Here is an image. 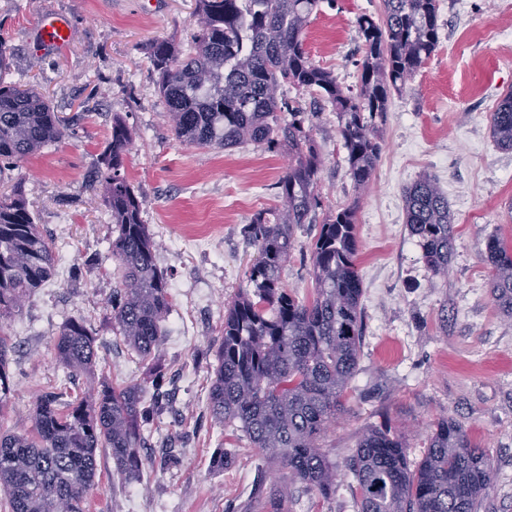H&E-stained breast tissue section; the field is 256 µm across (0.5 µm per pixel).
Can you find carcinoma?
<instances>
[{
	"mask_svg": "<svg viewBox=\"0 0 512 512\" xmlns=\"http://www.w3.org/2000/svg\"><path fill=\"white\" fill-rule=\"evenodd\" d=\"M323 0H197L199 16L188 49L174 39L154 42L150 63L170 129L179 142L231 148L254 142L288 148L293 161L277 182L283 207L257 214L250 234L257 255L247 282L224 313L208 408L215 424L241 433L264 461L327 498L338 466L319 444L344 411L361 355L362 288L356 268V205H345L317 224L311 248L314 288L308 298L287 289L281 271L294 230L316 224L322 197V157L309 113L282 88L291 86L329 103L355 190L367 188L382 152L380 128L391 94L402 91L432 56L440 39L439 0H383L384 17L360 14L363 42L358 92L345 89L314 64L306 29ZM490 133L512 151V90L499 100ZM65 127L33 87L0 78V174L59 142ZM133 135L112 118L110 139L91 184L112 224V260L119 283L112 294V332L145 368L144 383L102 379L90 393L63 399L45 390L32 425L3 428L13 392L10 339L0 334V489L11 512H86L96 488L97 451L124 480L138 477L141 449L159 409L164 365L158 350L171 308L168 278L156 265L142 200L125 176ZM406 224L422 258L436 274L448 272L454 224L448 196L424 176L404 194ZM496 305L512 317V249L490 237L483 251ZM56 255L38 228L20 183L0 194V317L22 314L28 297L52 274ZM97 337L72 317L53 343L56 360L71 376L92 375ZM344 467L356 481L361 512H479L494 471L485 449L452 418L440 419L414 466L392 427L360 437ZM285 488L254 498L245 512H281Z\"/></svg>",
	"mask_w": 512,
	"mask_h": 512,
	"instance_id": "cac0c4a2",
	"label": "carcinoma"
}]
</instances>
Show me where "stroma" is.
Segmentation results:
<instances>
[{"instance_id": "obj_1", "label": "stroma", "mask_w": 512, "mask_h": 512, "mask_svg": "<svg viewBox=\"0 0 512 512\" xmlns=\"http://www.w3.org/2000/svg\"><path fill=\"white\" fill-rule=\"evenodd\" d=\"M195 0H0V34L11 51L10 78L37 88L66 125L60 142L28 158L0 181L22 183L43 234L56 252L52 277L22 316L0 319L14 345L15 391L5 427L25 430L48 387L85 394L52 347L68 317L95 329L98 369L111 381L139 383L144 368L112 332L109 299L117 283L109 249V213L87 187L123 117L134 144L125 173L144 200L155 263L171 279L172 309L160 353L169 401L157 417L136 479L120 482L99 456L97 493L89 512H243L257 486L280 483L246 439L215 425L207 406L211 370L224 330V311L257 248L245 232L253 215L278 207L276 183L287 149L248 144L200 148L177 141L157 93L148 58L152 40L189 39ZM383 0H336L313 15L306 48L314 62L357 89L362 40L355 20L381 16ZM64 14L77 29L62 53L33 52L34 25ZM512 89V0H441L440 41L412 82L391 96L383 150L370 186L356 191L340 145L337 119L325 109L312 135L322 155L324 213L357 203V271L364 316L362 351L345 411L321 446L344 464L367 428L391 425L409 462H418L437 422L453 418L488 450L495 478L479 512H512V318L494 304L481 253L491 236L512 245V151L490 136V117ZM435 176L454 215L455 242L447 274H434L408 235L403 192ZM73 197L64 206L60 195ZM315 227L294 234L281 271L298 296L312 293ZM179 457L159 460L167 443ZM228 451V465L215 455ZM352 477L338 479L327 499L288 489L283 512H360Z\"/></svg>"}]
</instances>
